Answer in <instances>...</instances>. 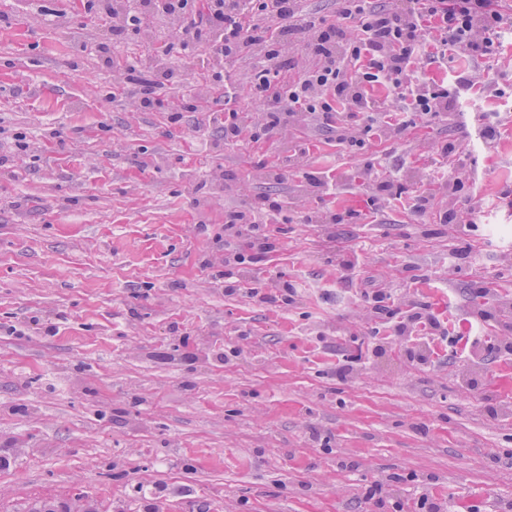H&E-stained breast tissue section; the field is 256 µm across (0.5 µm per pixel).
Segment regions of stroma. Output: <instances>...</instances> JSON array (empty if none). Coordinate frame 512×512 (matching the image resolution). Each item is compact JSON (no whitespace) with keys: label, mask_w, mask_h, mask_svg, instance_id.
I'll return each mask as SVG.
<instances>
[{"label":"stroma","mask_w":512,"mask_h":512,"mask_svg":"<svg viewBox=\"0 0 512 512\" xmlns=\"http://www.w3.org/2000/svg\"><path fill=\"white\" fill-rule=\"evenodd\" d=\"M112 21L82 0H0V512H447L512 507V35L480 65L454 122L370 137L363 158L307 124L310 169L267 183L281 144L221 146L225 97L248 108L245 71L214 84L185 57L164 110L95 53ZM87 44L79 52L77 44ZM196 111L180 123L181 99ZM499 121L485 150L478 116ZM456 140L479 200L471 252L456 225L435 143ZM400 179L407 199L369 203L368 183ZM282 204L276 251L249 269L289 305L225 294L224 211L241 196ZM352 209L357 224H307ZM355 254L343 272L325 249ZM429 302L447 337L390 331L366 293ZM352 371L337 380L339 360ZM385 483L370 498L368 486Z\"/></svg>","instance_id":"stroma-1"}]
</instances>
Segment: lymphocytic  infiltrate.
Here are the masks:
<instances>
[{
	"label": "lymphocytic infiltrate",
	"mask_w": 512,
	"mask_h": 512,
	"mask_svg": "<svg viewBox=\"0 0 512 512\" xmlns=\"http://www.w3.org/2000/svg\"><path fill=\"white\" fill-rule=\"evenodd\" d=\"M167 13L181 19L174 39L154 47L151 59L139 64L117 62L126 83L137 88L141 111L161 108L157 90L173 77V64L187 51H201L216 81H226L241 63L249 71L253 111L228 105L215 117L225 143L246 134L266 140L307 122L332 134L355 158L362 156L368 135L397 140L411 126L453 120L455 106L477 85L473 70L455 72L449 85L419 81L417 65L428 39L436 41L433 61L445 67L461 57L490 58L512 32V17L492 0H335L326 13L305 8L304 0H128L111 42L138 39L144 16ZM390 92L400 107L390 108ZM308 153L303 144L283 149L266 180L281 182L292 171L322 191L326 182L309 170ZM280 211L278 200L266 194L225 211L226 292L244 290L266 304H288L287 295L248 287L244 275L258 255L276 249L277 239L261 216Z\"/></svg>",
	"instance_id": "lymphocytic-infiltrate-1"
}]
</instances>
